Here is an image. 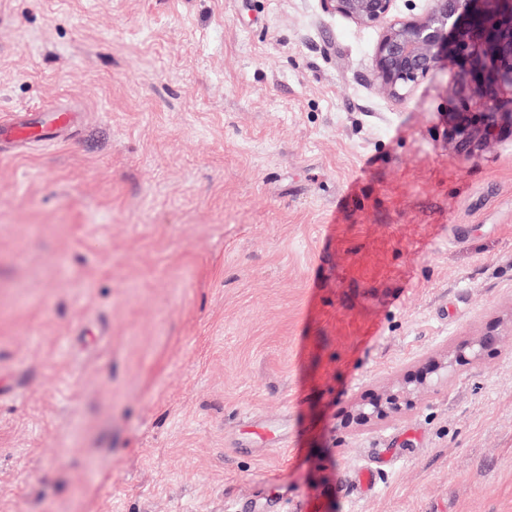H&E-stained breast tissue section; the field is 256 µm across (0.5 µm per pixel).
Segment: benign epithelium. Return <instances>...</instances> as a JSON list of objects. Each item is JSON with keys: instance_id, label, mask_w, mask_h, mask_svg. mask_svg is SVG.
Returning <instances> with one entry per match:
<instances>
[{"instance_id": "benign-epithelium-1", "label": "benign epithelium", "mask_w": 512, "mask_h": 512, "mask_svg": "<svg viewBox=\"0 0 512 512\" xmlns=\"http://www.w3.org/2000/svg\"><path fill=\"white\" fill-rule=\"evenodd\" d=\"M327 10L381 33L372 56V76L385 94L401 98L441 63L458 67L456 94L477 98L480 112H450L448 127L459 146L468 150L489 142L500 130L499 93L512 85V0H431L417 15L391 17L395 0H323ZM488 331L459 346L479 351L498 345ZM405 396L390 393L362 406L356 419L367 423L402 410Z\"/></svg>"}]
</instances>
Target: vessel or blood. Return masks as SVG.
<instances>
[{"mask_svg": "<svg viewBox=\"0 0 512 512\" xmlns=\"http://www.w3.org/2000/svg\"><path fill=\"white\" fill-rule=\"evenodd\" d=\"M75 114L66 108H53L42 112H13L0 120V143L10 140L20 144L47 143L58 139L71 128ZM377 473L367 469L356 478L340 479L338 495L349 499L355 491L373 490Z\"/></svg>", "mask_w": 512, "mask_h": 512, "instance_id": "b4317fda", "label": "vessel or blood"}]
</instances>
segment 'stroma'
<instances>
[{
    "label": "stroma",
    "instance_id": "35a3bbf8",
    "mask_svg": "<svg viewBox=\"0 0 512 512\" xmlns=\"http://www.w3.org/2000/svg\"><path fill=\"white\" fill-rule=\"evenodd\" d=\"M378 38L322 0H0V113H82L0 153V512H512V92L462 153L454 67L389 98ZM406 396L404 393H390L384 399L378 400L369 406H362L358 409L356 419L361 423H367L373 418L387 417L397 414L402 410V404ZM376 471L366 469L361 471L355 479L343 478L339 480L338 495L341 499H349L355 491H370L375 488Z\"/></svg>",
    "mask_w": 512,
    "mask_h": 512
}]
</instances>
